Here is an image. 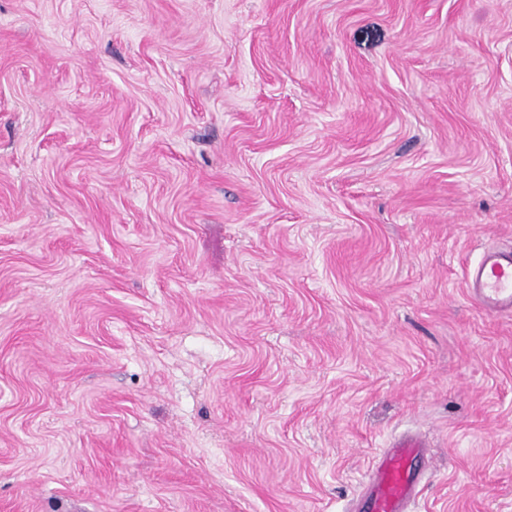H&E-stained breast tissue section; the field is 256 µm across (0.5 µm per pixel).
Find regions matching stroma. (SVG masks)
Instances as JSON below:
<instances>
[{"mask_svg": "<svg viewBox=\"0 0 512 512\" xmlns=\"http://www.w3.org/2000/svg\"><path fill=\"white\" fill-rule=\"evenodd\" d=\"M512 0H0V512H512ZM469 296L482 308L512 313V248L490 250L467 270ZM425 446L414 436L395 441L375 462L373 479L359 499L357 512H409L421 490Z\"/></svg>", "mask_w": 512, "mask_h": 512, "instance_id": "obj_1", "label": "stroma"}]
</instances>
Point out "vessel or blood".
I'll return each mask as SVG.
<instances>
[{"label":"vessel or blood","mask_w":512,"mask_h":512,"mask_svg":"<svg viewBox=\"0 0 512 512\" xmlns=\"http://www.w3.org/2000/svg\"><path fill=\"white\" fill-rule=\"evenodd\" d=\"M470 297L482 308L512 313V248L490 250L467 270ZM425 444L405 436L395 441L374 465L358 512H410L424 477Z\"/></svg>","instance_id":"vessel-or-blood-1"}]
</instances>
